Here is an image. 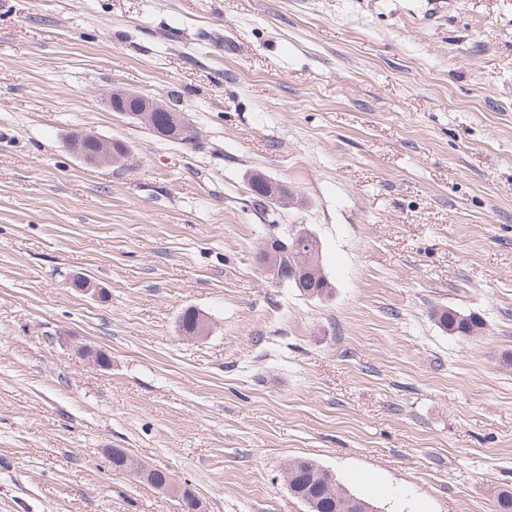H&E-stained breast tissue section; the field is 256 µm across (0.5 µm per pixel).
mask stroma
I'll return each mask as SVG.
<instances>
[{"label":"stroma","instance_id":"1","mask_svg":"<svg viewBox=\"0 0 512 512\" xmlns=\"http://www.w3.org/2000/svg\"><path fill=\"white\" fill-rule=\"evenodd\" d=\"M185 113L161 138L103 93ZM123 140L124 167L66 141ZM261 174L329 297L266 283ZM83 274L104 288H70ZM210 333L179 328L186 308ZM482 319L455 336L431 316ZM105 352L90 366L77 344ZM307 512L311 460L378 512L512 490V0H6L0 512ZM256 180L251 181V197L252 203L254 206L258 207L260 210H265L267 208L268 203H272L271 201H275L279 209H284L287 207L286 204H283L280 198L274 199L272 196H268L267 191V183L270 178H267L263 175H255ZM273 204V203H272ZM276 204H273L276 206ZM139 465L142 466V468H147L150 470V476L147 478V482L158 487L159 485L163 484L164 482V472L163 470L157 469V468H151L149 466H144L141 463ZM160 490L166 493L167 495L178 497L179 499L184 500V498L192 499L193 506H194V512H202L201 508V502L198 499V497L189 489L186 487H182L178 485L171 475L168 473L167 481L160 487Z\"/></svg>","mask_w":512,"mask_h":512}]
</instances>
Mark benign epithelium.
Segmentation results:
<instances>
[{
  "instance_id": "obj_1",
  "label": "benign epithelium",
  "mask_w": 512,
  "mask_h": 512,
  "mask_svg": "<svg viewBox=\"0 0 512 512\" xmlns=\"http://www.w3.org/2000/svg\"><path fill=\"white\" fill-rule=\"evenodd\" d=\"M107 101L114 110L121 109L123 104L133 103L135 111L129 113V116L148 126L152 125L153 113L169 111V108L157 98L133 91L113 89L107 93ZM82 136L88 138L89 142L97 146V150L87 154L84 152L78 153L83 161L89 164L108 166L126 163L128 159L127 150L116 151L112 148V139L102 137L92 131H85ZM298 237H307L314 242L317 241L316 235L303 226L284 235L272 234L263 240L261 246L263 260L259 262V270L267 282L281 284L289 278L298 287L303 288L307 282L324 277L323 268L317 259V252L314 251L307 255L293 253L291 240ZM283 256L290 259V265L286 270L280 265ZM107 453L117 466L128 472L136 473L142 479L147 476V473L137 470L135 459L126 449L109 448ZM160 490L181 500L184 498L191 499L194 512H202L198 497L191 490L178 485L173 478H167Z\"/></svg>"
}]
</instances>
